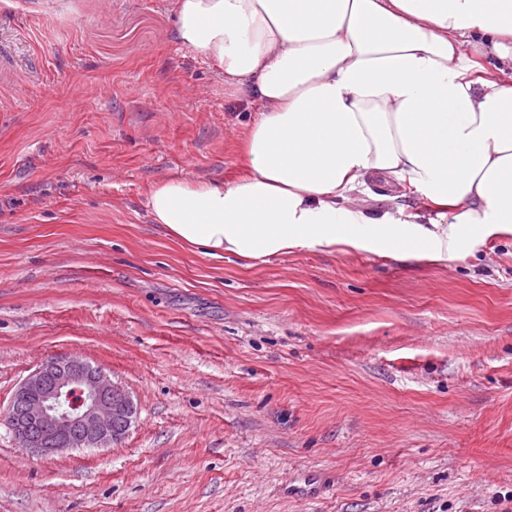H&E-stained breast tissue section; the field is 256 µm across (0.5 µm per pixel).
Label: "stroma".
<instances>
[{
  "label": "stroma",
  "instance_id": "1",
  "mask_svg": "<svg viewBox=\"0 0 512 512\" xmlns=\"http://www.w3.org/2000/svg\"><path fill=\"white\" fill-rule=\"evenodd\" d=\"M168 2L0 0V512H512V233L250 268L172 241L150 186L237 173L253 107ZM60 355L132 393L122 443L18 446L11 397ZM300 470L336 479L286 496Z\"/></svg>",
  "mask_w": 512,
  "mask_h": 512
}]
</instances>
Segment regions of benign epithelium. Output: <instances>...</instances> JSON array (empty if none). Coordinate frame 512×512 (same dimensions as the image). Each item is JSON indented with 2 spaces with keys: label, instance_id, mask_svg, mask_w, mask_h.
Masks as SVG:
<instances>
[{
  "label": "benign epithelium",
  "instance_id": "7a95c632",
  "mask_svg": "<svg viewBox=\"0 0 512 512\" xmlns=\"http://www.w3.org/2000/svg\"><path fill=\"white\" fill-rule=\"evenodd\" d=\"M138 414L131 393L75 355L56 357L15 390L7 424L20 447L43 458L78 448H109Z\"/></svg>",
  "mask_w": 512,
  "mask_h": 512
}]
</instances>
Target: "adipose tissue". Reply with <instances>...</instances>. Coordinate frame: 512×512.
Instances as JSON below:
<instances>
[{"instance_id":"adipose-tissue-1","label":"adipose tissue","mask_w":512,"mask_h":512,"mask_svg":"<svg viewBox=\"0 0 512 512\" xmlns=\"http://www.w3.org/2000/svg\"><path fill=\"white\" fill-rule=\"evenodd\" d=\"M172 10L180 43L255 110L240 175L150 189V218L175 242L251 266L339 244L439 261L512 228V0H172ZM372 184L448 217L368 215L358 196Z\"/></svg>"}]
</instances>
